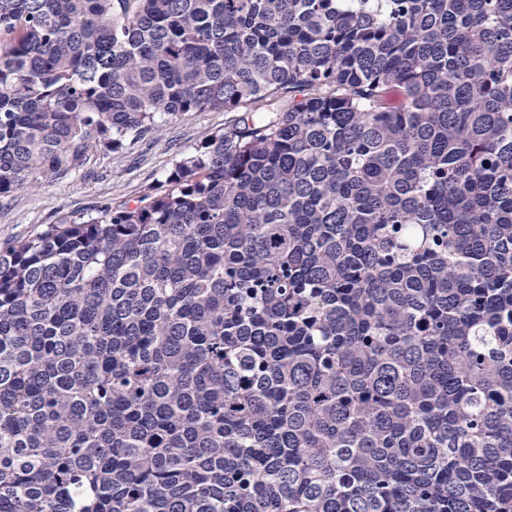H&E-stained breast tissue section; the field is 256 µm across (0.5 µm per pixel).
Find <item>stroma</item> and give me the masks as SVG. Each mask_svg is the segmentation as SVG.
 I'll return each mask as SVG.
<instances>
[{
	"label": "stroma",
	"instance_id": "35a3bbf8",
	"mask_svg": "<svg viewBox=\"0 0 512 512\" xmlns=\"http://www.w3.org/2000/svg\"><path fill=\"white\" fill-rule=\"evenodd\" d=\"M228 118L222 111H206L166 120L157 132L119 151H91L80 171L1 198L0 243L26 238L60 214L90 213L107 203L139 199L165 181L175 160L222 130Z\"/></svg>",
	"mask_w": 512,
	"mask_h": 512
}]
</instances>
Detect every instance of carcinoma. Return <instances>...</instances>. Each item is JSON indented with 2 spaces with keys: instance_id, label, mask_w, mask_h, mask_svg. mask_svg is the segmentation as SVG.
Masks as SVG:
<instances>
[{
  "instance_id": "obj_1",
  "label": "carcinoma",
  "mask_w": 512,
  "mask_h": 512,
  "mask_svg": "<svg viewBox=\"0 0 512 512\" xmlns=\"http://www.w3.org/2000/svg\"><path fill=\"white\" fill-rule=\"evenodd\" d=\"M208 110L0 246V512H512V0H0V197ZM232 112H192L161 123L157 132L117 152L93 150L79 172L46 180L39 187L0 199V245L26 238L52 224L57 214L92 212L106 203L139 199L163 183L173 162L192 154L224 129Z\"/></svg>"
}]
</instances>
